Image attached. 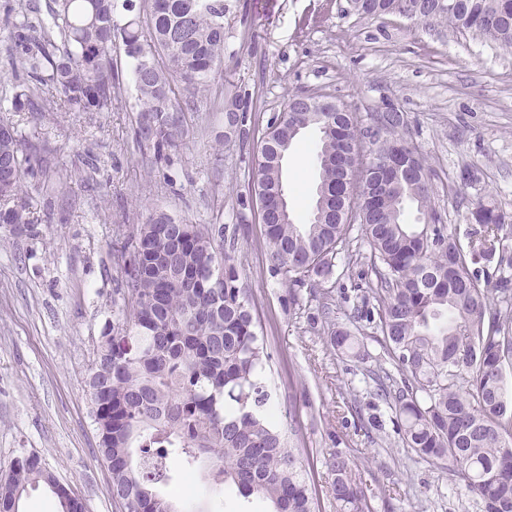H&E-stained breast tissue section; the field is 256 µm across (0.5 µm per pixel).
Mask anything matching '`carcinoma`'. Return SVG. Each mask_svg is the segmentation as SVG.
<instances>
[{
  "label": "carcinoma",
  "mask_w": 512,
  "mask_h": 512,
  "mask_svg": "<svg viewBox=\"0 0 512 512\" xmlns=\"http://www.w3.org/2000/svg\"><path fill=\"white\" fill-rule=\"evenodd\" d=\"M53 0V30L34 10L15 27L28 46L16 67L28 84L0 97V112H110L129 81L139 102L138 135L157 158L178 148L180 113L199 111L224 60V0ZM373 18L430 16L512 51V0H351ZM249 96L227 98L242 135ZM401 112H379L373 126L318 96L288 98L261 140L258 176L269 259L288 281L333 272L349 245L357 210L375 281L369 288L380 343L402 373L394 390L406 447L443 461L482 512H512V220L479 197L470 211L478 240L464 249L433 201L434 171L410 142ZM319 132L316 194L303 218L282 211L283 158L303 131ZM41 167L36 149L12 120L0 117V224H32L21 194ZM416 209L421 222L409 224ZM210 224H184L164 211L149 215L117 246L121 260L118 321L102 345L93 416L101 457L112 459V495L143 512H178L169 462L201 470L211 485L235 488L271 512H320L313 461L290 445L270 411L262 381L269 359L247 290L226 258L217 257ZM497 259L500 285L470 271ZM331 345L364 355L350 331ZM38 457L15 458L0 477V512H19L28 487L43 482ZM336 512H371L349 462L329 459Z\"/></svg>",
  "instance_id": "carcinoma-1"
}]
</instances>
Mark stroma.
I'll use <instances>...</instances> for the list:
<instances>
[{
    "mask_svg": "<svg viewBox=\"0 0 512 512\" xmlns=\"http://www.w3.org/2000/svg\"><path fill=\"white\" fill-rule=\"evenodd\" d=\"M46 0H0V86L25 80L14 62L25 50L8 15ZM224 61L199 111L185 115L183 144L157 162L135 135L131 85L112 112H32L11 118L45 159L28 180L38 218L29 231L0 226V475L34 453L81 497L87 512H122L97 452L88 378L102 336L116 320L121 276L114 248L151 211L187 224H220L224 246L248 288L270 359L265 382L280 428L313 457L323 512H336L327 461L338 453L373 512H481L446 464L407 448L381 384L389 362L373 339L362 296L374 275L370 248L356 238V264L337 254L333 274L294 285L269 259L248 175L268 125L289 96L343 103L361 121L385 104L400 109L407 135L436 171L434 198L462 246L475 241L467 218L476 196L512 213V51L472 32L404 17L358 14L350 0H224ZM251 97L246 139L225 138L216 111L227 84ZM317 139L308 130L283 162L288 204L306 215L315 194ZM478 172L459 197L448 185L462 167ZM363 342L357 358L334 350L329 328ZM180 512H268L232 489L214 493L202 474L170 463Z\"/></svg>",
    "mask_w": 512,
    "mask_h": 512,
    "instance_id": "obj_1",
    "label": "stroma"
}]
</instances>
